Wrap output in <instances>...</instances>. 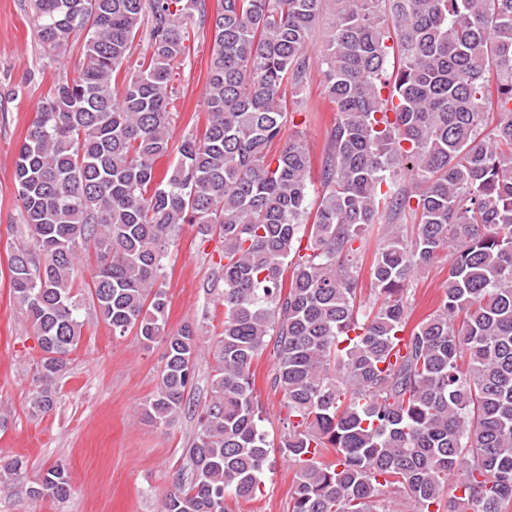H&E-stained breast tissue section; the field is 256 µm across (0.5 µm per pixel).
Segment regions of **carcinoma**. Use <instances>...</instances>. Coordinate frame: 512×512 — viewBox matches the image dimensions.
<instances>
[{
  "label": "carcinoma",
  "instance_id": "obj_1",
  "mask_svg": "<svg viewBox=\"0 0 512 512\" xmlns=\"http://www.w3.org/2000/svg\"><path fill=\"white\" fill-rule=\"evenodd\" d=\"M44 53L83 42L29 128L14 178L31 241L10 281L47 386L81 338L80 256L120 336L167 343L142 416L170 425L195 375L197 329L166 330L165 260L184 224L224 241V327L211 393L162 512H229L261 492L270 448L296 467L291 512H512V0H33ZM209 26L207 125L170 155L172 72ZM326 29L322 197L305 222L309 154L286 90ZM146 52L122 71L139 33ZM398 53L388 71L390 52ZM413 218V235L399 221ZM381 242L362 298L360 262ZM448 257L437 308L407 329L414 274ZM274 339L286 425L268 440L250 370ZM35 496L71 495L55 466Z\"/></svg>",
  "mask_w": 512,
  "mask_h": 512
}]
</instances>
